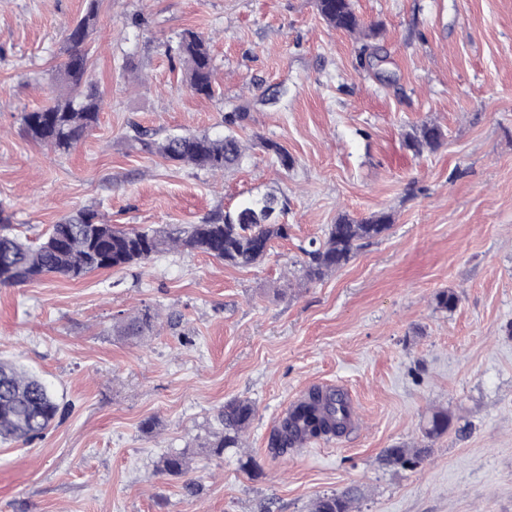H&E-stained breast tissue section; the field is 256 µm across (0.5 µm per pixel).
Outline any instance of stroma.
<instances>
[{"label":"stroma","mask_w":512,"mask_h":512,"mask_svg":"<svg viewBox=\"0 0 512 512\" xmlns=\"http://www.w3.org/2000/svg\"><path fill=\"white\" fill-rule=\"evenodd\" d=\"M352 3L382 29L377 68L315 0H100L87 76L104 108L60 155L22 115L62 94L59 49L85 2L0 0V204L16 233L83 207L130 227L197 224L268 192L287 197L289 227L250 268L169 253L0 286V358L66 409L41 439L0 443V512H313L331 493L353 512H512V0ZM187 30L210 40L215 97L191 93L165 52ZM242 106V140L279 142L291 170L255 149L219 176L128 146L135 124L223 134ZM426 121L445 140L417 156L405 136ZM377 211L393 216L381 238L305 277L304 248L340 214ZM445 291L453 309L437 305ZM147 307L153 333L123 335ZM314 385L349 391L347 432L275 454L274 427ZM233 399L254 420L208 458L198 447ZM437 413L448 430L426 435ZM183 448L188 472L158 473ZM421 448L415 465L389 460Z\"/></svg>","instance_id":"stroma-1"}]
</instances>
